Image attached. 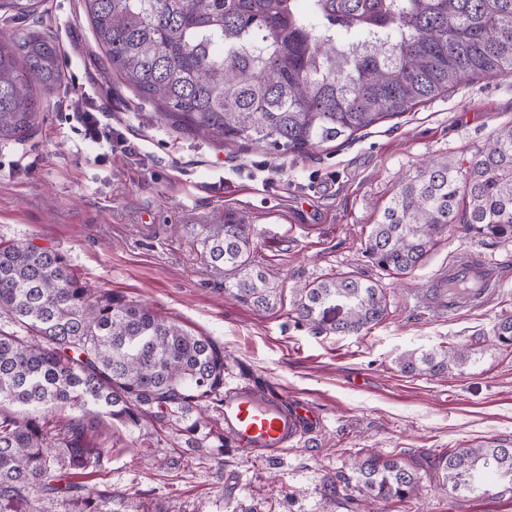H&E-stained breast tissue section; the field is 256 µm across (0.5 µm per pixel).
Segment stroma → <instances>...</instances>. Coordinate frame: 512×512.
Masks as SVG:
<instances>
[{"label":"stroma","instance_id":"stroma-1","mask_svg":"<svg viewBox=\"0 0 512 512\" xmlns=\"http://www.w3.org/2000/svg\"><path fill=\"white\" fill-rule=\"evenodd\" d=\"M38 18L64 81L51 92L34 86L30 135L0 145V243L62 252L89 288L222 344L227 386L308 401L321 421L267 460L212 438L190 448L167 432L113 425L112 455L93 479L112 488V512H512V473L489 474L485 490L464 494L427 478L413 498L372 505L351 469L360 449L422 462L512 441V353L492 342L496 318L512 314V242L456 226L399 278L362 255L371 224L425 160L466 162L512 126V74L475 80L294 160L161 118L106 70L81 0H42ZM89 107L125 146L84 140L76 114ZM228 212L253 226L256 260L285 300L299 283L348 272L386 288V318L355 335H325L285 310L258 313L225 297L197 232ZM463 253L497 262L502 287L483 307L431 311L420 285ZM440 346L470 347L472 360L444 376L408 375L395 363Z\"/></svg>","mask_w":512,"mask_h":512}]
</instances>
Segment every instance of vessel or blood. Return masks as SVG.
I'll return each instance as SVG.
<instances>
[{"mask_svg": "<svg viewBox=\"0 0 512 512\" xmlns=\"http://www.w3.org/2000/svg\"><path fill=\"white\" fill-rule=\"evenodd\" d=\"M504 281L497 264L463 256L432 274L423 295L437 310L452 312L486 303ZM224 431L237 447L278 454L289 442L311 434L315 418L304 407L284 408L275 396L249 386L224 392Z\"/></svg>", "mask_w": 512, "mask_h": 512, "instance_id": "obj_1", "label": "vessel or blood"}]
</instances>
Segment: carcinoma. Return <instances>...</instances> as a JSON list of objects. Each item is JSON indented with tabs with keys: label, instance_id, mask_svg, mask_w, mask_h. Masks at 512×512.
Segmentation results:
<instances>
[{
	"label": "carcinoma",
	"instance_id": "cac0c4a2",
	"mask_svg": "<svg viewBox=\"0 0 512 512\" xmlns=\"http://www.w3.org/2000/svg\"><path fill=\"white\" fill-rule=\"evenodd\" d=\"M108 69L159 116L227 145L299 157L399 117L480 78L512 72V0H81ZM38 0H0L9 20ZM63 80L54 40L29 28L0 35V142L31 131V80ZM465 224L512 241V126L463 165L429 161L402 181L364 243L398 277L437 238ZM254 230L236 216L200 226V254L224 291L258 313L283 305L256 264ZM387 312L384 288L333 274L295 289L289 314L319 333L352 335ZM0 512H30L27 493L107 512L112 491L89 484L112 454V424L167 429L198 443L199 421L224 407V346L110 290L96 294L61 252L0 245ZM512 350V315L495 323ZM470 350L442 346L398 358L406 374H447ZM359 491L374 501L420 490L419 469L357 454ZM443 485L473 490L487 470L512 473V445L457 448L431 465Z\"/></svg>",
	"mask_w": 512,
	"mask_h": 512
}]
</instances>
